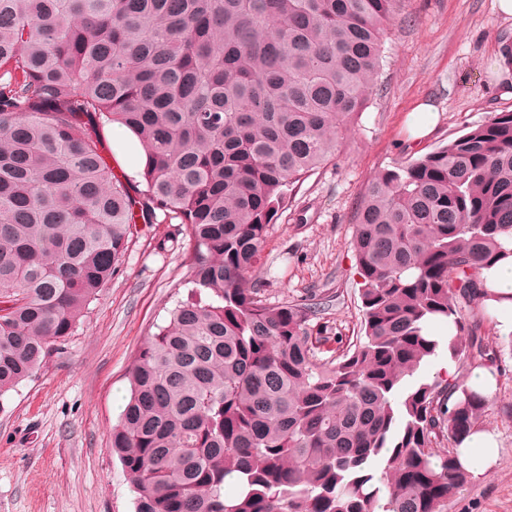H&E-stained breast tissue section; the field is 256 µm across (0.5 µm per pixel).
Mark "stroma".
Listing matches in <instances>:
<instances>
[{"label":"stroma","mask_w":512,"mask_h":512,"mask_svg":"<svg viewBox=\"0 0 512 512\" xmlns=\"http://www.w3.org/2000/svg\"><path fill=\"white\" fill-rule=\"evenodd\" d=\"M512 42V20L495 0H400L383 45L377 86L339 141L334 161L288 191L255 277L268 302L313 290L338 295L323 323L350 339L360 329L353 216L369 180L512 112L494 62ZM441 114L432 136L409 141L406 119L421 103ZM183 227L142 228L119 272L75 334L31 379L0 397V512H135L128 476L107 450L128 393L127 373L144 339L187 290ZM504 369L484 427L498 435L495 468L473 476L447 512H512V345L486 337Z\"/></svg>","instance_id":"obj_1"}]
</instances>
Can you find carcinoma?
Returning a JSON list of instances; mask_svg holds the SVG:
<instances>
[{
	"label": "carcinoma",
	"mask_w": 512,
	"mask_h": 512,
	"mask_svg": "<svg viewBox=\"0 0 512 512\" xmlns=\"http://www.w3.org/2000/svg\"><path fill=\"white\" fill-rule=\"evenodd\" d=\"M398 0H0V397L73 336L139 224L185 226L109 452L135 512H447L490 400L483 270L512 256V112L379 171L354 215L361 335L252 273L288 187L336 157ZM146 154L139 184L105 127ZM450 318L448 340L424 332ZM450 379L421 366L439 353ZM453 404H448L452 395Z\"/></svg>",
	"instance_id": "obj_1"
}]
</instances>
